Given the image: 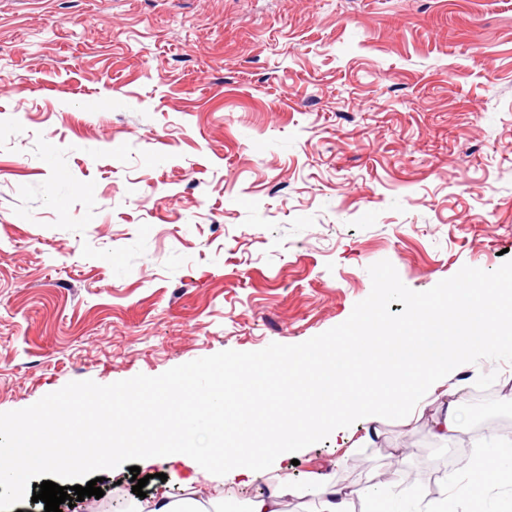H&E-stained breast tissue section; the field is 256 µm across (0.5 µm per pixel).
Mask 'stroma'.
Returning a JSON list of instances; mask_svg holds the SVG:
<instances>
[{
  "instance_id": "stroma-1",
  "label": "stroma",
  "mask_w": 512,
  "mask_h": 512,
  "mask_svg": "<svg viewBox=\"0 0 512 512\" xmlns=\"http://www.w3.org/2000/svg\"><path fill=\"white\" fill-rule=\"evenodd\" d=\"M111 100L91 112L88 98ZM512 259V0H0V412L72 381L158 376L348 319L387 260L426 291ZM454 365L463 423L387 414L367 447L328 434L261 477L352 487L415 476L388 512H512V483L446 494L512 419V357ZM284 375L240 387L259 431ZM147 496L190 469L150 466ZM0 512H43L35 484ZM443 402L442 407L438 410L439 414L437 415L434 424L433 430L438 432L435 436L439 437L442 440L448 439V434L454 432L459 424L460 416L457 414L455 407L452 403H448L445 406Z\"/></svg>"
}]
</instances>
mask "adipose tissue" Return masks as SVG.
Here are the masks:
<instances>
[{"label": "adipose tissue", "mask_w": 512, "mask_h": 512, "mask_svg": "<svg viewBox=\"0 0 512 512\" xmlns=\"http://www.w3.org/2000/svg\"><path fill=\"white\" fill-rule=\"evenodd\" d=\"M475 312L474 323L480 328L478 336H462L455 347L412 350L399 366L383 365L360 383L358 392L350 397L337 395L334 388L315 379L316 371L336 369V343L327 341L316 349L295 356L288 365V380L293 386L294 399L287 422L275 433L261 436L251 421L238 414L233 397L223 396L225 380L249 382L260 375L270 374L276 368L275 358L252 362H232L211 372L212 385L219 398H208L213 414H228L233 428L232 447L217 448L201 453L195 446L190 428H178L160 433L149 421L112 435V443L103 452L80 454L79 457L49 455L39 466L53 469L63 465L71 469L93 467L99 473L109 472L113 457L136 455L142 461L171 456L196 464L200 469L223 468L240 487L248 489L243 512H280L282 498L295 494L297 489L289 477H280L267 493L253 491L260 473L269 470L280 459L298 447L300 438L317 433L332 434L337 440L348 441V430L353 420L375 423L392 411L411 413L418 405L443 388L453 363L488 352L512 351V292L503 291L500 282H479L467 289L465 296L447 292L436 302L415 301L411 306L409 327L417 335L446 334L449 319L459 318L461 310ZM512 476V450L497 448L486 453L476 463V471L467 482L470 496H479L490 478ZM319 503L317 512H354L358 500L375 501L379 496L394 497V490L378 494L365 485L349 491L337 489L332 476L314 475L301 489Z\"/></svg>", "instance_id": "1"}]
</instances>
